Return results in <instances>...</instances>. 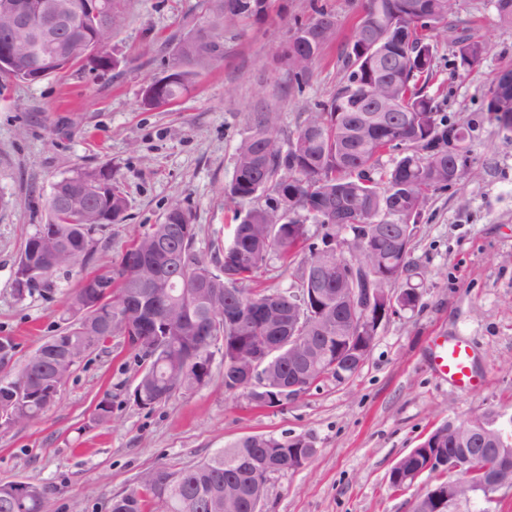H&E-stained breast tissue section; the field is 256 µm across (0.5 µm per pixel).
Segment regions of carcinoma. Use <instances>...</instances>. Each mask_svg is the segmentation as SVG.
<instances>
[{
  "instance_id": "1",
  "label": "carcinoma",
  "mask_w": 512,
  "mask_h": 512,
  "mask_svg": "<svg viewBox=\"0 0 512 512\" xmlns=\"http://www.w3.org/2000/svg\"><path fill=\"white\" fill-rule=\"evenodd\" d=\"M419 4L430 19L421 23L406 9ZM271 0H205V20L195 24L184 40L190 45L179 55L177 80L166 87L174 100L185 89L198 65H213L224 55L216 54L215 39L224 29L250 20H263ZM352 39L344 45L340 62L346 71L333 95L308 113L287 140L280 138V116L263 112L236 148L234 176L227 193L249 208L234 225L224 246L206 255L196 250V225L181 205L169 209L163 220L140 234L126 250L118 266L83 277L67 301L63 326L48 337L18 368L8 367L14 345L0 338V427L9 429L38 419L54 401L80 359L92 350L91 337L99 332L107 309H123L127 295L143 290L149 268L137 265L139 254L154 238L172 237L173 228L189 226V232L174 239L181 259L168 292L157 304L114 324V333L128 339L147 360L130 394L133 403L150 408L173 396L205 385L211 379L214 353L223 351L224 387L240 391L255 407L282 406L252 395L249 385L237 383L236 364L255 354L252 339L267 336L277 340L288 335V290L257 286L272 263L283 270L300 265V282L306 272L329 258L322 251L340 225L375 224L379 227L367 244L357 245L368 258L367 247L377 248L394 259V265L411 263L412 243L404 225L421 223L429 195L452 184L453 160L448 158V135L464 130L448 124L435 99L428 94L433 76L435 44L431 34L439 26L459 31L455 37L456 58L464 70L478 64L488 51L487 43L469 33L462 19L448 21V0H365ZM323 29L312 41L308 33ZM87 35L65 41L64 48L35 40L36 51L27 53L20 42V62L33 70L46 65L48 75L62 72L80 60ZM335 38L334 15L324 6L314 7V16L296 25L283 50L288 70H311L325 47ZM381 41L389 67L390 83L377 88L391 103L390 122L376 125L368 113L348 104L369 90L375 68L362 58L357 47L364 39ZM400 151L388 169H378L383 155ZM102 170H75L59 178L48 199L49 220L40 224L25 241L20 255L38 247L44 231L70 249L69 254L49 258L42 272L14 288L19 300L48 288L64 268L86 261L99 225L87 206L96 205L106 214V223L126 220V201L118 185L100 190ZM323 294L320 322L336 320V277L308 283ZM276 305L282 321L266 324L245 319L227 320L229 311L243 315L258 305ZM339 352L354 365L366 354L347 349L343 340L331 349L312 355V379L329 371L327 352ZM272 380L289 379L295 373L285 358L267 362ZM279 453L272 461H287L288 451L301 449L294 469L304 467L316 453L313 442L303 436L281 439L251 435L216 451L210 458L178 470L152 469L143 474L140 489L111 499L110 512H145L149 505L160 512H255L265 497L262 474L245 462L265 459V449ZM0 512H48V489L33 483L0 482Z\"/></svg>"
}]
</instances>
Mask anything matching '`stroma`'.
<instances>
[{
	"mask_svg": "<svg viewBox=\"0 0 512 512\" xmlns=\"http://www.w3.org/2000/svg\"><path fill=\"white\" fill-rule=\"evenodd\" d=\"M202 0H122L126 20L106 43L116 64L96 72L77 64L30 83L0 75V337L22 365L54 335L78 278L17 300L20 249L46 223L52 184L74 170L110 168L126 200V220L99 231L84 272L112 267L133 237L174 204L188 208L196 248L223 242L241 206L225 188L236 147L258 113L277 112L284 130L327 100L343 77L337 62L363 0H273L260 22L226 31L224 61L198 68L173 103H143L146 87L167 75L190 15ZM336 17V40L308 75L288 76L281 54L312 4ZM449 18L471 20L489 50L470 70L454 67V35L435 33L430 91L449 123L468 126L470 165L457 185L433 193L412 258L421 269L422 306L380 328L363 365L343 383L326 377L278 407L257 409L224 388L214 358L206 385L140 408L129 399L141 361L124 337L88 353L37 422L0 429V481L49 487L50 512H109L113 496L136 489L142 473L179 469L250 435L310 438L311 461L271 476L263 512H413L437 475L402 493L390 469L438 425L454 419L512 416V131L488 110L498 75L512 70V27L491 0H455ZM467 341L481 384L460 390L437 375L433 342ZM108 422L95 420L103 397Z\"/></svg>",
	"mask_w": 512,
	"mask_h": 512,
	"instance_id": "1",
	"label": "stroma"
}]
</instances>
